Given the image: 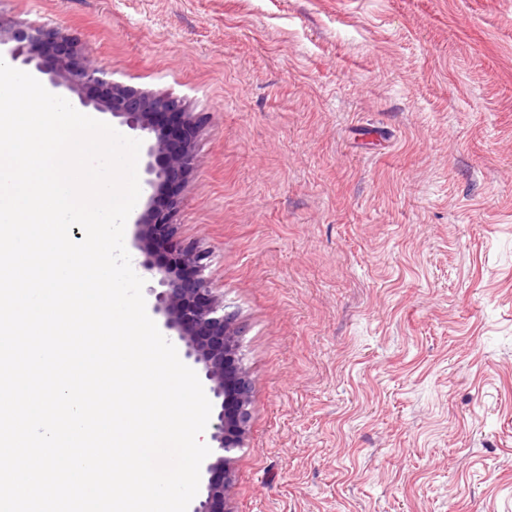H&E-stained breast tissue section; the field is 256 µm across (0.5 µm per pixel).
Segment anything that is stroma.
Wrapping results in <instances>:
<instances>
[{
  "instance_id": "1",
  "label": "stroma",
  "mask_w": 512,
  "mask_h": 512,
  "mask_svg": "<svg viewBox=\"0 0 512 512\" xmlns=\"http://www.w3.org/2000/svg\"><path fill=\"white\" fill-rule=\"evenodd\" d=\"M200 116L231 512H512V0H0Z\"/></svg>"
}]
</instances>
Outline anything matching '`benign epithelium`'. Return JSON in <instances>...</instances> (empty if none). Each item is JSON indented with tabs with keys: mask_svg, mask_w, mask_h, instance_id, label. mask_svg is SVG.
<instances>
[{
	"mask_svg": "<svg viewBox=\"0 0 512 512\" xmlns=\"http://www.w3.org/2000/svg\"><path fill=\"white\" fill-rule=\"evenodd\" d=\"M50 40L58 37L38 24L18 21L7 29L0 25V57L40 75L51 93L64 98L70 93L81 108L111 115L143 140L147 197L133 221L137 267L154 282L149 288L152 313L162 318L165 330L175 333L184 360L198 371L213 401L215 446L201 465L205 494L191 502L188 512H229V453L241 447L251 418L250 382L245 373L232 375L227 368L228 360L237 359L239 330L234 314L224 310V295L206 274L209 251L177 238L174 225L154 220L157 195L194 164L196 115L182 111L172 99L113 83L88 55L73 50L47 56L43 45Z\"/></svg>",
	"mask_w": 512,
	"mask_h": 512,
	"instance_id": "7a95c632",
	"label": "benign epithelium"
}]
</instances>
